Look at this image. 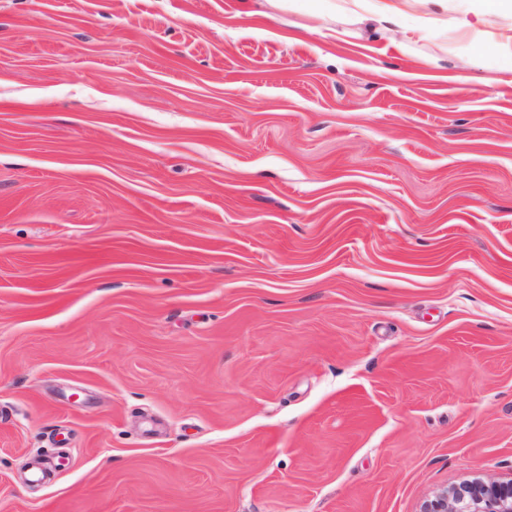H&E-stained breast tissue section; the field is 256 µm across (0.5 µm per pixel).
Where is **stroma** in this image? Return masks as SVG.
Listing matches in <instances>:
<instances>
[{"label": "stroma", "mask_w": 512, "mask_h": 512, "mask_svg": "<svg viewBox=\"0 0 512 512\" xmlns=\"http://www.w3.org/2000/svg\"><path fill=\"white\" fill-rule=\"evenodd\" d=\"M335 3L0 0V512L512 480V26Z\"/></svg>", "instance_id": "1"}]
</instances>
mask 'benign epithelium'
<instances>
[{"label": "benign epithelium", "mask_w": 512, "mask_h": 512, "mask_svg": "<svg viewBox=\"0 0 512 512\" xmlns=\"http://www.w3.org/2000/svg\"><path fill=\"white\" fill-rule=\"evenodd\" d=\"M420 512H512V482L465 481L436 493Z\"/></svg>", "instance_id": "benign-epithelium-1"}]
</instances>
